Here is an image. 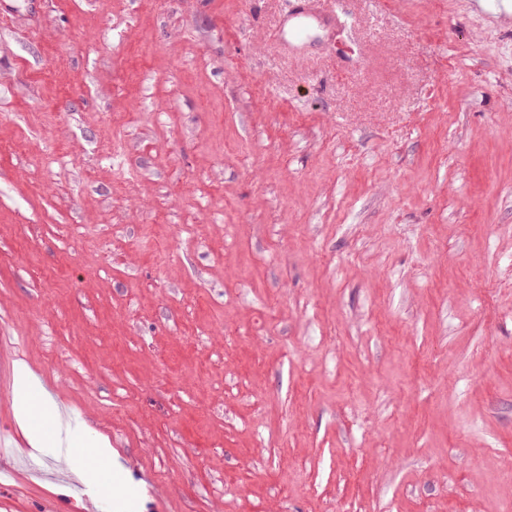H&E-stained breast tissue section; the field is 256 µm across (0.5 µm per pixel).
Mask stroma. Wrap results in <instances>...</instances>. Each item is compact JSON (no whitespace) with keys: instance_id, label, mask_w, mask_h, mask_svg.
<instances>
[{"instance_id":"1","label":"stroma","mask_w":512,"mask_h":512,"mask_svg":"<svg viewBox=\"0 0 512 512\" xmlns=\"http://www.w3.org/2000/svg\"><path fill=\"white\" fill-rule=\"evenodd\" d=\"M0 0V512L27 363L142 512H512V25L469 0ZM302 6L291 11L288 19L283 22L282 34L284 41L289 44L293 40H304L308 38L307 27L313 23L318 26L330 25L335 19V11L329 8L312 9L306 4L312 2H303L299 0ZM293 23L290 24V22Z\"/></svg>"}]
</instances>
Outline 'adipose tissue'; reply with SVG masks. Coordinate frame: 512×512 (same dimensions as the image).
<instances>
[{"instance_id":"obj_1","label":"adipose tissue","mask_w":512,"mask_h":512,"mask_svg":"<svg viewBox=\"0 0 512 512\" xmlns=\"http://www.w3.org/2000/svg\"><path fill=\"white\" fill-rule=\"evenodd\" d=\"M14 376L19 384L13 401L14 415L30 446L57 453L73 448L70 426L41 380L22 362L15 364ZM90 446L92 452L83 461L79 476L90 486L101 489L114 476L112 450L101 436L93 438Z\"/></svg>"}]
</instances>
